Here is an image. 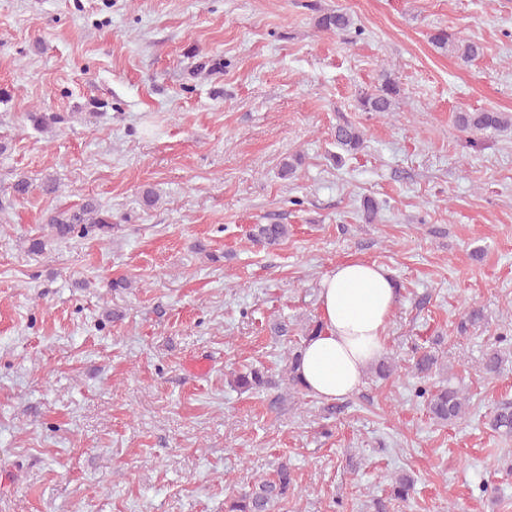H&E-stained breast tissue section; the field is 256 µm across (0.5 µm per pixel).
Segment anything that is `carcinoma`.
<instances>
[{
    "label": "carcinoma",
    "instance_id": "carcinoma-1",
    "mask_svg": "<svg viewBox=\"0 0 512 512\" xmlns=\"http://www.w3.org/2000/svg\"><path fill=\"white\" fill-rule=\"evenodd\" d=\"M315 26L321 32L339 35L352 28L353 19L342 10H320L315 17ZM431 41L437 48L453 51L465 61L478 57L483 51L480 43L465 40L457 33L444 29L431 35ZM399 96L400 88L394 79L388 74H382L377 83L360 93L358 107L363 112H372L384 117L394 112ZM27 120L36 129L44 130L64 122V117L58 113L29 112ZM457 125L464 132L498 135L507 131L512 132V115L494 109L461 112L457 116ZM334 138L336 146L347 153L357 151L363 143L361 132L349 123L337 125ZM47 227V234L28 239V252L43 253L52 242L74 236L94 235L102 238L112 231V216L104 213L99 204L88 201L73 211L55 213L50 217ZM287 237L286 224H257L252 232L253 240L265 247L278 246ZM504 360V353L501 350H491L482 363L484 373L489 376L498 374ZM299 363L300 351H289L285 381L288 389L296 394L305 391V386L298 375ZM437 366L439 357L431 351H424L414 358V369L422 378L432 374ZM229 384L240 391L248 392L264 385L265 380L260 370L252 369L245 373H230ZM419 394L426 398L433 419L440 422L461 420L468 413L469 398L452 386L443 387L430 394L422 389ZM489 425L500 436L511 439L512 402L500 403L492 412ZM389 480V499L373 500L375 512H388L390 499L405 501L410 496L414 483L411 476L404 473L393 474L389 476ZM292 485V472L288 466L282 465L277 469L275 477L255 479L247 488L225 500L224 512H277L279 502L287 496Z\"/></svg>",
    "mask_w": 512,
    "mask_h": 512
}]
</instances>
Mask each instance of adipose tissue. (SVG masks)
I'll return each mask as SVG.
<instances>
[{
    "mask_svg": "<svg viewBox=\"0 0 512 512\" xmlns=\"http://www.w3.org/2000/svg\"><path fill=\"white\" fill-rule=\"evenodd\" d=\"M320 286L324 329L305 342L299 374L308 392L331 401L357 392L381 356L397 286L387 268L360 259L337 263Z\"/></svg>",
    "mask_w": 512,
    "mask_h": 512,
    "instance_id": "adipose-tissue-1",
    "label": "adipose tissue"
}]
</instances>
